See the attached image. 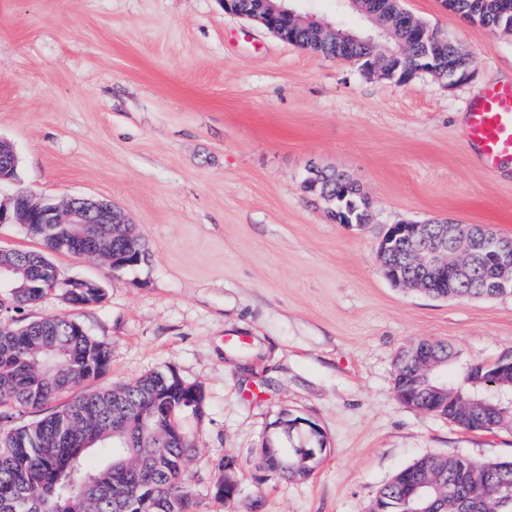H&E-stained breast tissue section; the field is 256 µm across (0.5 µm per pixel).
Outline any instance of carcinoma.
I'll list each match as a JSON object with an SVG mask.
<instances>
[{
    "instance_id": "1",
    "label": "carcinoma",
    "mask_w": 512,
    "mask_h": 512,
    "mask_svg": "<svg viewBox=\"0 0 512 512\" xmlns=\"http://www.w3.org/2000/svg\"><path fill=\"white\" fill-rule=\"evenodd\" d=\"M449 11L477 21L490 31L512 26V12L501 0H443ZM410 42L403 55L390 59V77L405 76L431 51L440 53L435 76L458 80L468 59L437 29L424 35L404 33ZM289 43L324 56L352 60L364 68L376 47L365 42L331 40L314 44L298 30ZM317 195L330 203L331 216L341 224L365 218L360 187L345 174L324 170ZM26 233L39 242L36 250L8 254L16 269L0 285V512H195L184 463L192 451L191 437L177 417L188 410L195 386L173 369L156 371L132 383L79 395L26 423L10 424L15 415L43 408L78 382L95 378L109 361L108 347L81 330L74 320L47 316L21 323L15 313L41 301L61 281L54 253L62 251L101 260L113 270L146 264L150 252L140 239L112 240V225L32 224ZM491 251L472 264L468 275L448 290L440 284L427 294L439 299L485 298L497 275ZM68 301L98 304L104 288H67ZM432 364L396 360L398 398L416 409L443 416L468 431H491L512 425V405L501 393L512 391V356L491 363L458 366L447 379L448 397H434L423 382L440 384L441 368L453 355L448 346L425 342ZM92 429L95 436L82 451L70 434ZM299 450L274 448L266 464L285 481L292 474L279 466L282 454ZM437 487L428 508L432 512H512V460L475 461L466 457L427 454L399 471L376 496L371 512H412L407 500L414 484Z\"/></svg>"
}]
</instances>
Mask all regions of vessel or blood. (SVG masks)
Wrapping results in <instances>:
<instances>
[{
  "label": "vessel or blood",
  "mask_w": 512,
  "mask_h": 512,
  "mask_svg": "<svg viewBox=\"0 0 512 512\" xmlns=\"http://www.w3.org/2000/svg\"><path fill=\"white\" fill-rule=\"evenodd\" d=\"M465 135L487 169L512 165V83L488 86L473 100Z\"/></svg>",
  "instance_id": "obj_1"
}]
</instances>
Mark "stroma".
<instances>
[{
    "label": "stroma",
    "mask_w": 512,
    "mask_h": 512,
    "mask_svg": "<svg viewBox=\"0 0 512 512\" xmlns=\"http://www.w3.org/2000/svg\"><path fill=\"white\" fill-rule=\"evenodd\" d=\"M472 60L449 83H404L300 49L221 0H0V140L17 183L57 202L105 199L151 250L113 271L58 254L62 278L100 282L83 308L61 291L24 307L65 315L110 360L75 393L176 370L202 391L184 412L197 512H370L380 489L426 454L512 458V429L466 431L399 401L395 360L447 344L454 364L512 354V294L433 298L392 285L377 259L392 224L452 218L512 236V169L486 170L459 117L512 82V32L404 0ZM349 175L368 223L341 224L302 185L310 166ZM296 415L327 450L284 481L259 450ZM233 459L239 494L215 484Z\"/></svg>",
    "instance_id": "obj_1"
}]
</instances>
